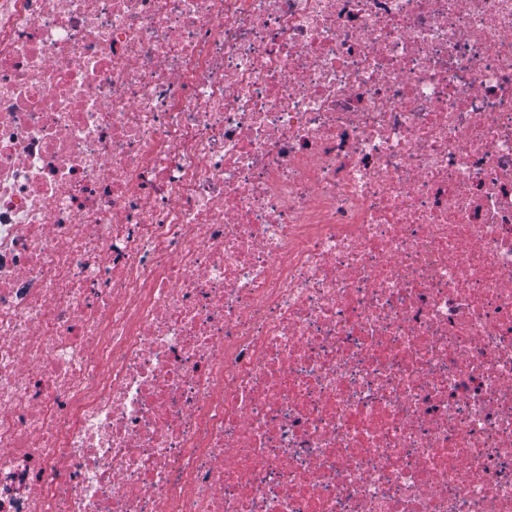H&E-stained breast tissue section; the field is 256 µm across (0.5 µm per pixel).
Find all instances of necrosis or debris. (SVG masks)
<instances>
[{
  "label": "necrosis or debris",
  "instance_id": "1",
  "mask_svg": "<svg viewBox=\"0 0 512 512\" xmlns=\"http://www.w3.org/2000/svg\"><path fill=\"white\" fill-rule=\"evenodd\" d=\"M0 512H512V0H0Z\"/></svg>",
  "mask_w": 512,
  "mask_h": 512
}]
</instances>
